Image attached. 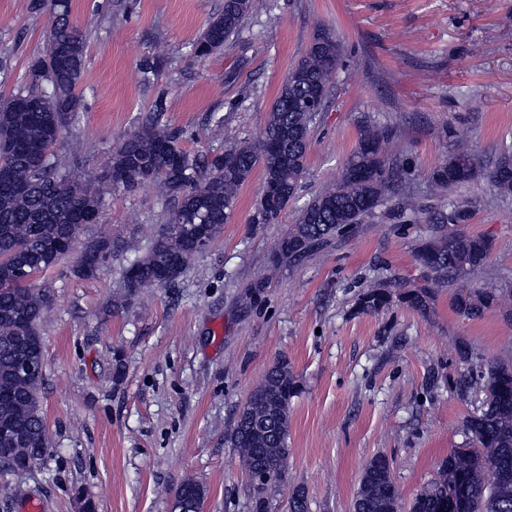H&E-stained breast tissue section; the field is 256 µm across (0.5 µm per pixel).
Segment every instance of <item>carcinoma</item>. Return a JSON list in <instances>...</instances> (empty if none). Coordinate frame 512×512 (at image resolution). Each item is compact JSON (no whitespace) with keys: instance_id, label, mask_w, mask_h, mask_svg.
Segmentation results:
<instances>
[{"instance_id":"obj_1","label":"carcinoma","mask_w":512,"mask_h":512,"mask_svg":"<svg viewBox=\"0 0 512 512\" xmlns=\"http://www.w3.org/2000/svg\"><path fill=\"white\" fill-rule=\"evenodd\" d=\"M31 8L48 11L49 29L45 53L31 68L34 87L20 90L0 104V425L14 429L11 442L0 443V476L19 469L30 470L50 447L40 392L45 372L19 374L25 362L44 360L41 327L49 305L46 289L31 282L59 266L69 256L65 249L52 250L73 226L80 236L88 224H96L104 206L103 185L75 173L81 157L79 139L70 140L68 153L56 151L60 137L76 121L83 108L79 85L84 72L85 39L72 17L71 0H32ZM266 8L261 0H224L193 44L200 59L224 50L241 32L248 17ZM342 43L332 33H315L287 77L267 116L264 137L257 143H232L222 152L191 154L178 145L179 134L169 127L167 107L158 97L137 131L113 149L103 164L107 177L121 171L125 179L106 183L113 191L133 192L145 184H158L172 203L167 223L153 233L143 256L123 272L126 295L146 286L170 287L201 254L193 240L181 232L187 224H201L214 242L229 223L242 187L255 171L262 174L260 192L278 191L271 204L258 197L252 224H277L294 200L308 165L311 135L327 100L342 57ZM166 65V55L154 52L141 63L145 75L155 76ZM357 146L345 163L339 183L316 194L300 210L297 222L278 242V258L298 261L314 254L335 234L361 223L391 195L401 197L393 218L404 224L432 225L431 237L417 253L421 266L432 278L408 294L417 309H426L434 289L449 279L482 270L493 252V240L459 230L473 216L469 200H448V192L468 183L481 172L493 193L512 194V152L503 151L490 166L480 152L459 141L441 166L432 172V192L439 207L424 211L398 182L399 163L387 145L394 126L362 115ZM138 250L136 241L110 238L90 240L83 253L94 264H79L75 273L93 276L115 252ZM380 288L365 293L361 307L376 312L387 304ZM512 302V294L494 282H486L460 301L469 318L483 317ZM459 390L474 398V411L463 424L466 441L442 460L437 477L421 487L409 512H443L448 485L463 476L469 487L467 512H512V365L492 363L484 372L464 374ZM298 382L288 360H277L251 391L227 433L226 442L254 477L273 471L276 480L288 468V427L292 399ZM205 490L187 480L173 492L171 512H200ZM353 512H402L403 502L395 485L390 462L384 455L363 468Z\"/></svg>"}]
</instances>
